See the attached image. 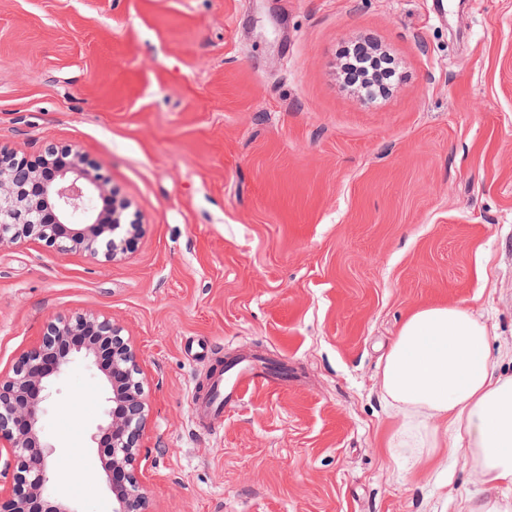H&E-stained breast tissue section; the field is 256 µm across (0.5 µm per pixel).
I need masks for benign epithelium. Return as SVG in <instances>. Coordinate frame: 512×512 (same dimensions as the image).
Wrapping results in <instances>:
<instances>
[{
  "instance_id": "benign-epithelium-1",
  "label": "benign epithelium",
  "mask_w": 512,
  "mask_h": 512,
  "mask_svg": "<svg viewBox=\"0 0 512 512\" xmlns=\"http://www.w3.org/2000/svg\"><path fill=\"white\" fill-rule=\"evenodd\" d=\"M50 151L51 161H29L0 150V246L33 239L54 252L113 261L134 252L142 224L131 203L77 149ZM78 360L101 369L107 392L105 419L92 439L106 450L112 512H145L136 475L147 421L139 354L111 318L83 314L48 319L38 341L0 373V512H34L43 503L52 504L50 512H77L50 502L57 459L44 441L42 411Z\"/></svg>"
}]
</instances>
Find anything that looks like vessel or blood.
Segmentation results:
<instances>
[{"instance_id":"b4317fda","label":"vessel or blood","mask_w":512,"mask_h":512,"mask_svg":"<svg viewBox=\"0 0 512 512\" xmlns=\"http://www.w3.org/2000/svg\"><path fill=\"white\" fill-rule=\"evenodd\" d=\"M287 371L274 368L262 359L243 356L214 358L205 380L193 389V405L198 428L222 418L248 390L263 386H284Z\"/></svg>"}]
</instances>
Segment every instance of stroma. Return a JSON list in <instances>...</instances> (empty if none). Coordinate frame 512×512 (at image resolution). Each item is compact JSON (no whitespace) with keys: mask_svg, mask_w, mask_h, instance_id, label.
Wrapping results in <instances>:
<instances>
[{"mask_svg":"<svg viewBox=\"0 0 512 512\" xmlns=\"http://www.w3.org/2000/svg\"><path fill=\"white\" fill-rule=\"evenodd\" d=\"M369 38L404 79L370 106L337 77ZM75 146L143 222L118 261L0 249V371L56 314L108 315L137 346L146 512H466L462 455L415 466L382 359L417 309L459 305L512 366V0H0V149ZM221 356L287 361L219 426L191 389ZM99 378L44 408L53 491L112 512L90 435Z\"/></svg>","mask_w":512,"mask_h":512,"instance_id":"obj_1","label":"stroma"}]
</instances>
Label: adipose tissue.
<instances>
[{"mask_svg": "<svg viewBox=\"0 0 512 512\" xmlns=\"http://www.w3.org/2000/svg\"><path fill=\"white\" fill-rule=\"evenodd\" d=\"M386 404L401 420L396 448L434 449L431 424L486 483L512 486V374L491 366L486 325L468 309L439 304L404 322L386 357Z\"/></svg>", "mask_w": 512, "mask_h": 512, "instance_id": "obj_1", "label": "adipose tissue"}]
</instances>
